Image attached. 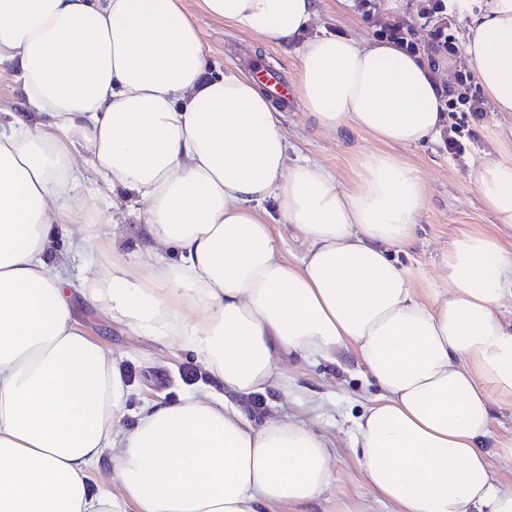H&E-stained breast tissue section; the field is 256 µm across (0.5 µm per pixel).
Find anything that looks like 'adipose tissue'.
<instances>
[{
  "instance_id": "obj_1",
  "label": "adipose tissue",
  "mask_w": 512,
  "mask_h": 512,
  "mask_svg": "<svg viewBox=\"0 0 512 512\" xmlns=\"http://www.w3.org/2000/svg\"><path fill=\"white\" fill-rule=\"evenodd\" d=\"M322 0H201L205 16L295 55L296 94L363 154L350 187L289 161L281 114L255 81L212 71L182 0H0V73L26 111L0 129V512H273L322 498L331 450L310 426L256 424L237 404L288 357L355 356L377 394L353 456L389 512H512V250L465 231L424 290L395 257L414 238L426 185L398 148L448 128L445 56L316 33ZM487 106L512 113V0L467 24ZM138 195L130 251L83 295L128 327L185 343L220 389L143 408L118 424L127 387L110 350L73 318L56 235L100 242L69 189L86 172ZM469 176L512 224V160L482 151ZM291 226L301 245L286 258ZM172 250L175 266L155 262ZM493 439V438H492Z\"/></svg>"
}]
</instances>
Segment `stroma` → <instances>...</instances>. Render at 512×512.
Segmentation results:
<instances>
[{"instance_id":"1","label":"stroma","mask_w":512,"mask_h":512,"mask_svg":"<svg viewBox=\"0 0 512 512\" xmlns=\"http://www.w3.org/2000/svg\"><path fill=\"white\" fill-rule=\"evenodd\" d=\"M186 11L198 18L202 37L217 67L230 66L248 73L251 60L262 59L288 78L296 76V61L274 47H260L254 38L221 21L204 17L199 0H183ZM384 0H372L369 15L358 9L339 8L323 11L316 27L320 30L354 32L377 37L382 29ZM501 117L485 112L481 120H470L472 135L463 139V148L451 153L447 143H429L403 150L405 161L420 171L427 191L422 221L416 238L406 250L398 252L402 265L414 267L425 287L442 286L441 253L459 232L480 228L494 232L503 246L512 249V227L497 223L470 184V161L482 150L499 148L512 156V139L502 135ZM282 122L288 140V155L302 154L332 170L341 186H350L359 154L377 150L379 144L368 134L346 130L332 133L322 129L304 108L286 111ZM73 196L87 208L88 224L96 226L101 248L80 252L72 247L71 237L59 233L58 246L69 256L68 274L73 282L86 278H106L112 272L113 250H126L125 240L113 239L108 225L97 216L113 203L111 194L103 190L101 179L85 180L75 185ZM127 209L128 200L117 203ZM70 303L74 316L95 341L111 350L116 365L128 385V399L122 426L134 423L146 400L176 402L186 394L209 389L213 380L208 368L179 341L159 339L131 330L113 320L97 306L88 303L79 290H71ZM377 392L363 368L353 356L332 364L323 360L289 358L281 366L277 385L260 395L240 398V405L256 421L294 418L304 421L323 435L334 450L332 467L336 480L326 500L305 506L304 512H332L336 501H362L367 512H386L369 490L355 462L351 443L356 432L355 421L364 404Z\"/></svg>"}]
</instances>
